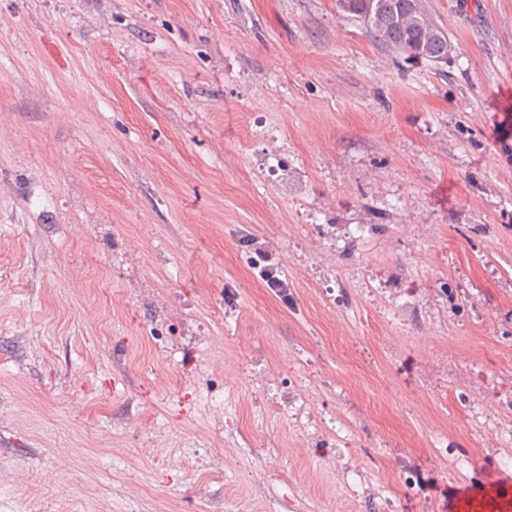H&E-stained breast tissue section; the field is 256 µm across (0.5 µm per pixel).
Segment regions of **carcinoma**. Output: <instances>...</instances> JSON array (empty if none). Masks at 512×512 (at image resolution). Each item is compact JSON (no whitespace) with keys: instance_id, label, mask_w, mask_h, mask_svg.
<instances>
[{"instance_id":"carcinoma-1","label":"carcinoma","mask_w":512,"mask_h":512,"mask_svg":"<svg viewBox=\"0 0 512 512\" xmlns=\"http://www.w3.org/2000/svg\"><path fill=\"white\" fill-rule=\"evenodd\" d=\"M384 7L375 11L367 24L379 42L408 59L431 60L432 55L448 47V33L439 27L424 8L422 0H378ZM339 11L354 18L366 10L367 0H336Z\"/></svg>"}]
</instances>
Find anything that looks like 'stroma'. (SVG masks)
I'll use <instances>...</instances> for the list:
<instances>
[{
	"mask_svg": "<svg viewBox=\"0 0 512 512\" xmlns=\"http://www.w3.org/2000/svg\"><path fill=\"white\" fill-rule=\"evenodd\" d=\"M423 3L446 62L336 0H0V512L512 474V0ZM254 254L256 256H251L250 266L257 278L278 295L288 296V280L281 278L278 263H272V258L261 246L255 247Z\"/></svg>",
	"mask_w": 512,
	"mask_h": 512,
	"instance_id": "obj_1",
	"label": "stroma"
}]
</instances>
